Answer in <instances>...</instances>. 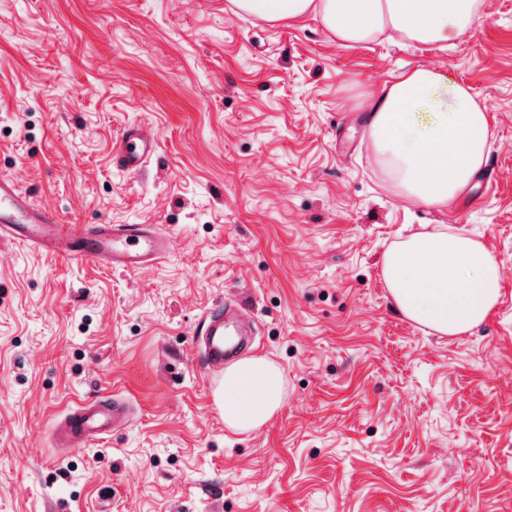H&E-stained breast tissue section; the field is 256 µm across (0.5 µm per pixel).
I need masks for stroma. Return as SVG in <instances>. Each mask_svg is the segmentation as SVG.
I'll return each instance as SVG.
<instances>
[{"mask_svg":"<svg viewBox=\"0 0 512 512\" xmlns=\"http://www.w3.org/2000/svg\"><path fill=\"white\" fill-rule=\"evenodd\" d=\"M417 66L468 86L492 131L490 187L443 207L369 151L370 103ZM132 123L159 142L137 175L111 162ZM1 175L62 223L149 224L170 252L127 273L0 244V512H512V0L439 53L231 0H0ZM424 228L497 258L502 297L467 333L390 297L383 256ZM228 297L284 381L247 433L193 342ZM101 395L131 422L56 447Z\"/></svg>","mask_w":512,"mask_h":512,"instance_id":"stroma-1","label":"stroma"}]
</instances>
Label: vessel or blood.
<instances>
[{
    "instance_id": "vessel-or-blood-1",
    "label": "vessel or blood",
    "mask_w": 512,
    "mask_h": 512,
    "mask_svg": "<svg viewBox=\"0 0 512 512\" xmlns=\"http://www.w3.org/2000/svg\"><path fill=\"white\" fill-rule=\"evenodd\" d=\"M157 150L155 136L142 128L124 129L112 149L116 168L140 173ZM22 244L31 250L71 259L91 258L112 269L135 273L167 257L166 238L147 224H94L79 230L60 224L50 208L35 205L13 179L0 177V243ZM194 341L207 377L223 379L226 365L254 346L251 319L242 301L219 302L204 313ZM130 405L116 397L76 404L60 419V447L83 448L127 425Z\"/></svg>"
}]
</instances>
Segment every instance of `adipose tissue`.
I'll use <instances>...</instances> for the list:
<instances>
[{
	"mask_svg": "<svg viewBox=\"0 0 512 512\" xmlns=\"http://www.w3.org/2000/svg\"><path fill=\"white\" fill-rule=\"evenodd\" d=\"M239 13L266 20L318 17L336 41L362 44L385 31L401 40L439 44L467 34L483 0H234ZM370 152L410 199L442 206L472 183L487 160L489 121L467 87L447 70L418 66L383 86L370 108ZM397 309L451 336L485 322L502 291L492 253L464 233L411 236L383 258ZM280 369L248 357L224 372L217 396L225 425L261 427L283 400Z\"/></svg>",
	"mask_w": 512,
	"mask_h": 512,
	"instance_id": "obj_1",
	"label": "adipose tissue"
}]
</instances>
